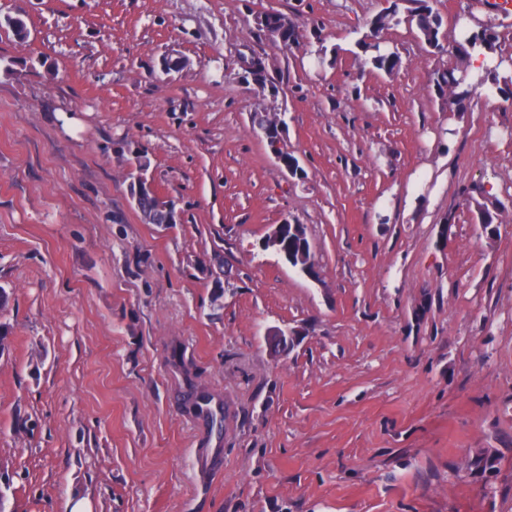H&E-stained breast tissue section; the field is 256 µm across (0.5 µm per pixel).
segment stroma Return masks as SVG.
<instances>
[{"instance_id":"1","label":"stroma","mask_w":512,"mask_h":512,"mask_svg":"<svg viewBox=\"0 0 512 512\" xmlns=\"http://www.w3.org/2000/svg\"><path fill=\"white\" fill-rule=\"evenodd\" d=\"M390 5L0 0L8 512H512V100L434 91L486 25L512 72V10L433 0L442 52L399 24L387 74L356 42ZM267 11L298 49L258 30ZM250 55L277 59V96L242 82ZM260 110L303 176L253 130ZM133 149L177 223L131 203ZM468 190L489 191L496 236ZM283 222L316 279L261 249ZM276 328L292 348H271ZM175 342L224 404L221 474L197 466ZM480 449L499 459L491 498L464 466Z\"/></svg>"}]
</instances>
